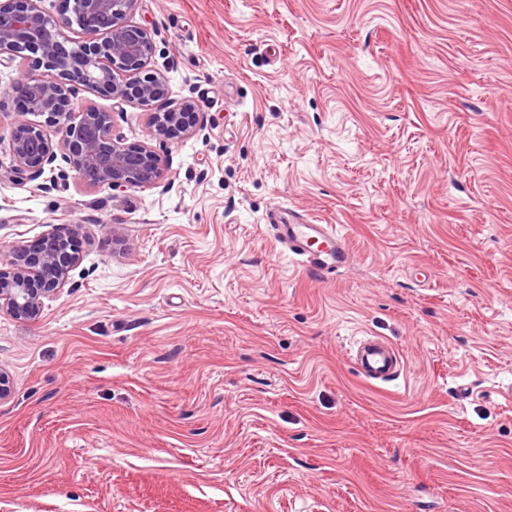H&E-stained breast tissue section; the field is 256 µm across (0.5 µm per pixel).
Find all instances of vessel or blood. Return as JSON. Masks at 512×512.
<instances>
[{"label": "vessel or blood", "mask_w": 512, "mask_h": 512, "mask_svg": "<svg viewBox=\"0 0 512 512\" xmlns=\"http://www.w3.org/2000/svg\"><path fill=\"white\" fill-rule=\"evenodd\" d=\"M266 226L273 238L297 260L301 269L320 278L336 277L350 262L346 234L330 224H313L282 207L268 214ZM353 358L368 381L385 382L398 376V350L386 340L367 336L353 350Z\"/></svg>", "instance_id": "obj_1"}]
</instances>
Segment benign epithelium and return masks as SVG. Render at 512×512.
<instances>
[{"mask_svg": "<svg viewBox=\"0 0 512 512\" xmlns=\"http://www.w3.org/2000/svg\"><path fill=\"white\" fill-rule=\"evenodd\" d=\"M41 0H0V64H9L26 49L21 77L9 95L16 101L9 133L10 167L0 179L49 190L70 173L88 187L124 191L139 186L168 187L162 157L146 143L125 145L112 138V113L88 107L76 111L75 85L106 86L121 103L148 105L165 98L164 75L149 67L154 44L148 28L130 20L137 0H61L53 19ZM79 21L86 39L76 46L60 44L55 34ZM197 104L185 99L165 112L150 113V122L172 138L195 137L203 127L188 117ZM31 115L45 117L39 124ZM51 177L38 182L45 172ZM83 225L67 231L51 228L27 244L14 247L10 270L0 271V310L34 322L44 300L69 283L80 255L74 240Z\"/></svg>", "mask_w": 512, "mask_h": 512, "instance_id": "7a95c632", "label": "benign epithelium"}]
</instances>
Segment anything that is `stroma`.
Masks as SVG:
<instances>
[{
  "label": "stroma",
  "instance_id": "obj_1",
  "mask_svg": "<svg viewBox=\"0 0 512 512\" xmlns=\"http://www.w3.org/2000/svg\"><path fill=\"white\" fill-rule=\"evenodd\" d=\"M166 101L112 134L168 189L0 181V270L48 226L82 259L0 310V512H512V0H138ZM202 135L149 115L184 98ZM346 233L305 274L265 228ZM403 368L371 382L356 340ZM266 226L273 238L297 260L301 269L319 278L336 277L350 262L346 234L332 224H313L288 207L269 213ZM353 358L368 381L385 382L398 376L402 362L398 350L386 340L366 336L353 349Z\"/></svg>",
  "mask_w": 512,
  "mask_h": 512
}]
</instances>
